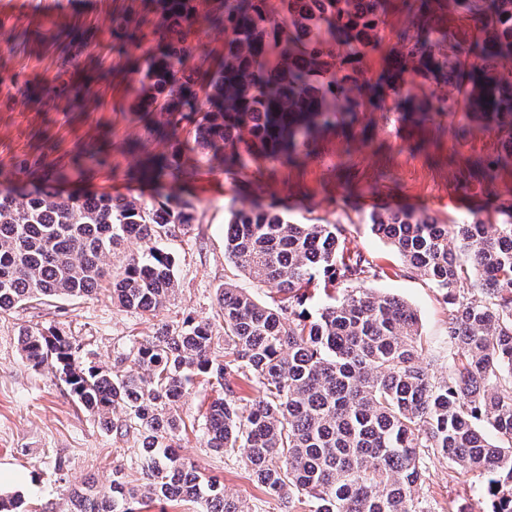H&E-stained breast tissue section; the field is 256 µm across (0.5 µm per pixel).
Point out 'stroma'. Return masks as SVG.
<instances>
[{
    "instance_id": "35a3bbf8",
    "label": "stroma",
    "mask_w": 512,
    "mask_h": 512,
    "mask_svg": "<svg viewBox=\"0 0 512 512\" xmlns=\"http://www.w3.org/2000/svg\"><path fill=\"white\" fill-rule=\"evenodd\" d=\"M413 0H385L383 42L368 55L362 82L375 83L398 49L397 34L410 21ZM150 0H14L0 7V183L28 182L13 163L26 155L43 165L71 169L78 150L105 149L108 161L84 179L62 183L64 193L110 195L143 201L169 189L130 178L142 159L134 143L147 141L151 153L167 152L166 140H147L153 115L136 116L131 105L140 93L139 71L157 52L150 34ZM223 28L200 14L190 37L192 56L217 68L224 55ZM501 143L494 131L459 112L420 117L395 109L391 97L356 114H342L336 129L315 135L294 162L262 161L238 178L222 166L187 152V178L177 186L196 207L197 221L169 246L179 289L158 317L125 312L107 292L79 300L59 299L36 309H20L0 320V464L31 473L20 492L23 512H69L72 489L93 486L111 494L112 471L124 468L139 482L133 437L104 430L78 408L51 368L33 369L22 358L18 331L36 324L70 336L82 348L84 365L110 368L130 338L152 335L158 322L214 319L225 283L252 290L275 305L271 287L252 285L224 258V224L232 197L259 207H276L311 224H342L350 248L372 255L385 274L374 291L398 296L420 318L423 339L440 351L436 375L448 372V308L439 292L418 277L401 275V260L368 222L372 210L425 212L455 224L481 212L501 220L498 204L512 201V167L494 185L467 179L471 162L495 156ZM213 392L196 379L180 413L187 424L178 453L201 473L217 477L226 493L250 512H284L254 483L242 460H227L204 445L203 413ZM477 474L440 461L432 463L419 490L427 512H448L466 494L481 500Z\"/></svg>"
}]
</instances>
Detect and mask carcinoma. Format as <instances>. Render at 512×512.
<instances>
[{
	"mask_svg": "<svg viewBox=\"0 0 512 512\" xmlns=\"http://www.w3.org/2000/svg\"><path fill=\"white\" fill-rule=\"evenodd\" d=\"M268 2L213 5L228 38L211 71L189 63L201 0H153L162 50L145 60L133 111L164 116L170 147L146 156L141 179L185 174L177 131L187 112L196 150L235 177L254 162L297 155L314 133L336 127L338 113L371 102L376 89L359 75L383 38V0H281L278 11ZM417 2L384 85L401 96L410 70L441 88L420 102L424 111H460L494 130L505 154L476 163L491 183L512 166V0H448V11L477 21L464 38L437 36L431 16L441 0ZM58 178L46 172L30 192L0 188V319L105 289L123 310L156 316L179 288L167 244L195 223L193 205L177 195L65 197ZM500 212L499 224L479 213L458 224L402 209L370 215L405 272L448 305L442 377L423 360L416 310L367 287L383 269L348 247L345 225L303 224L235 198L224 256L282 297L269 306L224 284V360L211 322L191 318L132 341L111 371L82 366L80 345L62 333L20 327L28 364L52 365L100 426L140 448L142 483L114 468L112 496L75 491L70 512H139L133 504L178 499L201 512H248L175 452L179 409L198 376L216 381L206 447L240 455L288 512H425L417 488L436 460L481 476L485 512H512V203ZM131 239L150 247L129 253ZM313 290L322 300L308 314L300 306Z\"/></svg>",
	"mask_w": 512,
	"mask_h": 512,
	"instance_id": "obj_1",
	"label": "carcinoma"
}]
</instances>
